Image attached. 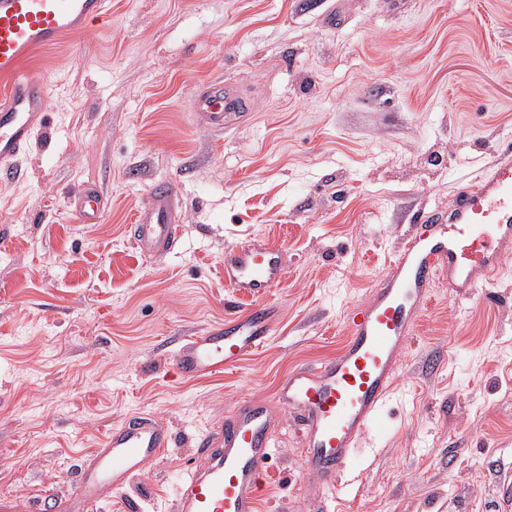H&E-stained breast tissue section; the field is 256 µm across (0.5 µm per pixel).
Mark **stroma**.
I'll list each match as a JSON object with an SVG mask.
<instances>
[{"mask_svg":"<svg viewBox=\"0 0 512 512\" xmlns=\"http://www.w3.org/2000/svg\"><path fill=\"white\" fill-rule=\"evenodd\" d=\"M29 69L55 98L0 183V500L17 512H64L89 452L135 412L173 444L100 512H171L198 435L333 357L411 216L447 208L512 145V0H112L107 23ZM217 78L246 103L221 131L192 109ZM157 182L178 188L180 239L150 260L129 225ZM87 183L97 224L72 205ZM246 235L288 258L273 333L237 367L181 379L176 344L223 320L224 252ZM272 444L263 512H499L512 256L470 299L436 285L352 485L309 486L288 411Z\"/></svg>","mask_w":512,"mask_h":512,"instance_id":"obj_1","label":"stroma"}]
</instances>
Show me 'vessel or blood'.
<instances>
[{
	"label": "vessel or blood",
	"instance_id": "obj_1",
	"mask_svg": "<svg viewBox=\"0 0 512 512\" xmlns=\"http://www.w3.org/2000/svg\"><path fill=\"white\" fill-rule=\"evenodd\" d=\"M111 0H0V178L11 180L34 134L53 109L49 82L26 63L40 50L91 32L109 18ZM195 117L215 128L235 125L238 96L220 82L199 87ZM175 184L152 185L131 219V242L147 257L172 252L179 241ZM83 223H99L103 196L93 186L74 199ZM512 255V150H499L490 173L456 195L447 215L416 213L412 229L368 300L348 318L347 337L332 359L293 370L277 403L299 424L309 484L330 491L342 480L360 442L381 416L396 380L400 355L428 304L433 286L447 279L467 299L495 277ZM288 278L283 251L252 237L224 252V283L250 298L248 308L183 338L174 364L186 379L237 366L270 336L278 317L271 292ZM274 404L248 401L197 442L199 464L185 467L174 487V512H261L269 477ZM168 427L147 413L124 418L95 449L70 494L71 512H95L124 488L145 463L171 444Z\"/></svg>",
	"mask_w": 512,
	"mask_h": 512
}]
</instances>
